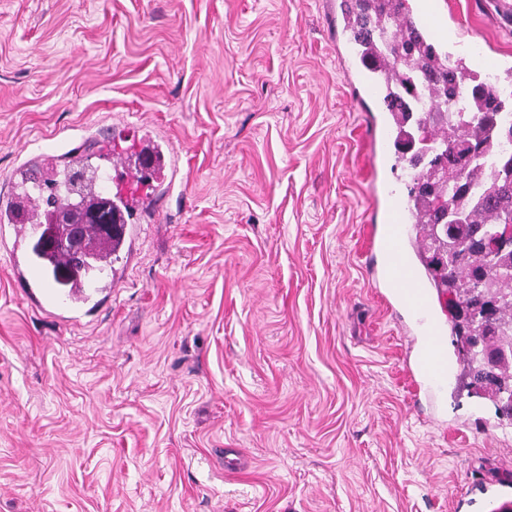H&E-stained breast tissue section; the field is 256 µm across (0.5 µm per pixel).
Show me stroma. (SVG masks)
Here are the masks:
<instances>
[{"label": "stroma", "instance_id": "obj_1", "mask_svg": "<svg viewBox=\"0 0 512 512\" xmlns=\"http://www.w3.org/2000/svg\"><path fill=\"white\" fill-rule=\"evenodd\" d=\"M512 91V14L450 0ZM348 32L323 0H0V204L29 155L178 169L103 308L58 321L0 251V512H512V419L412 373L376 280L382 205Z\"/></svg>", "mask_w": 512, "mask_h": 512}]
</instances>
